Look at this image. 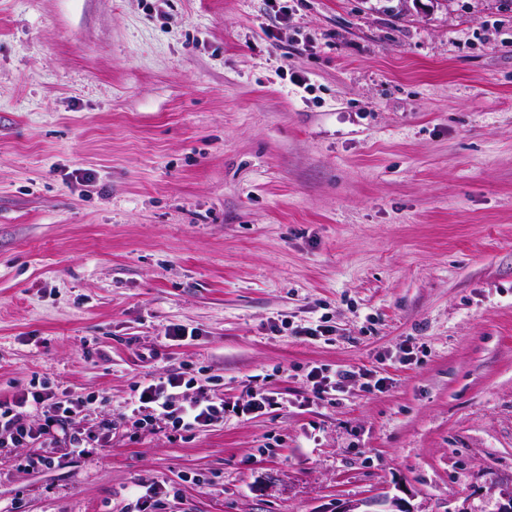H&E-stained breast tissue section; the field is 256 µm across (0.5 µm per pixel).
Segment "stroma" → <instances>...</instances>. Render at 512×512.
<instances>
[{
    "mask_svg": "<svg viewBox=\"0 0 512 512\" xmlns=\"http://www.w3.org/2000/svg\"><path fill=\"white\" fill-rule=\"evenodd\" d=\"M397 5L0 0V398L47 381L117 422L35 470L38 445L0 447V512H136L141 483L162 512H497L512 0ZM152 348L157 374L276 402L130 429ZM314 366L358 376L316 400ZM336 512H415L403 499L385 494L361 501L344 502Z\"/></svg>",
    "mask_w": 512,
    "mask_h": 512,
    "instance_id": "35a3bbf8",
    "label": "stroma"
}]
</instances>
